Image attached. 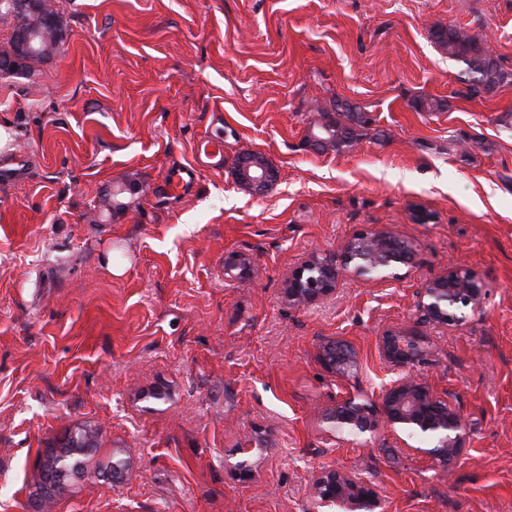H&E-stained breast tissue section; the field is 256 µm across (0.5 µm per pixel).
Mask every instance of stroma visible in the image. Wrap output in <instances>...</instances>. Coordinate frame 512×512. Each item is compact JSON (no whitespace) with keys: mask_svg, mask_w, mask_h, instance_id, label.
<instances>
[{"mask_svg":"<svg viewBox=\"0 0 512 512\" xmlns=\"http://www.w3.org/2000/svg\"><path fill=\"white\" fill-rule=\"evenodd\" d=\"M57 2L60 48L0 73L18 130L0 163V512H321L313 478L334 469L375 485L380 512H512V81L475 91L433 37L479 35L512 72V0ZM344 103L363 137L312 149ZM212 130L216 168L195 153ZM246 152L277 170L273 192L235 182ZM191 165L183 194L163 192ZM367 229L411 242V262L290 304L294 269ZM231 251L251 277L225 278ZM452 269L479 282L478 307L423 322L417 291ZM404 329L467 426L444 465L420 438L341 440L323 419L378 400L396 377L378 339ZM331 339L355 354L347 376L321 360ZM77 427L96 435L85 472L40 493L39 458Z\"/></svg>","mask_w":512,"mask_h":512,"instance_id":"obj_1","label":"stroma"}]
</instances>
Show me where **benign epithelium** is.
<instances>
[{
  "mask_svg": "<svg viewBox=\"0 0 512 512\" xmlns=\"http://www.w3.org/2000/svg\"><path fill=\"white\" fill-rule=\"evenodd\" d=\"M47 4L48 0L15 2L19 20L13 32V49L7 59L0 61L1 73L37 55L34 41L41 31L32 27L29 19L40 18L48 28H61L60 19L48 12ZM232 168L235 177L259 195L271 192L278 182L277 171L256 154L238 156ZM413 251L412 244L384 231L355 234L340 254L315 257L297 267L288 278V300L297 307L312 306L336 290L344 273H385L398 263L408 264ZM251 273L249 255L237 251L224 255L225 277L244 279ZM479 302L480 288L473 277L455 269L422 288L417 308L426 322L448 326L463 320L462 310L474 309ZM378 348L382 358L399 374L380 397L383 419H378L372 402L349 395L325 415L326 423L338 433L354 436L372 435L384 424L393 432L401 430L421 437L426 447L420 452L435 460L446 462L455 457L466 440V425L447 400L414 375L416 368L428 363L429 351L423 336L414 331H391L379 337ZM322 361L328 369L341 375L357 365L352 350L336 340L324 345ZM313 488L319 505L330 512H376L380 507L376 487L346 472H322L315 476Z\"/></svg>",
  "mask_w": 512,
  "mask_h": 512,
  "instance_id": "7a95c632",
  "label": "benign epithelium"
}]
</instances>
